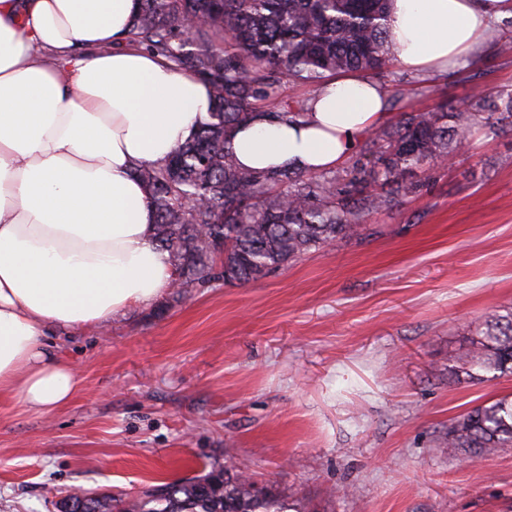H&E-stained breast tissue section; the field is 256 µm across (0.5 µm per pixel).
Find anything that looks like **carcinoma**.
I'll return each mask as SVG.
<instances>
[{"label": "carcinoma", "mask_w": 512, "mask_h": 512, "mask_svg": "<svg viewBox=\"0 0 512 512\" xmlns=\"http://www.w3.org/2000/svg\"><path fill=\"white\" fill-rule=\"evenodd\" d=\"M491 49L512 56V18L500 21ZM137 47L208 86L213 108L163 160L136 167L148 188L155 248L166 254L180 294L222 276L226 284L262 280L336 241L362 238L370 217L420 194L428 178L463 153L476 128L512 126V86L494 92L467 69L470 103L443 100L427 112H402L365 133L343 169L306 172L241 165L233 144L239 125L260 114L283 122L308 115L307 99H284L288 81L314 94L330 76L382 78L393 64L388 0H140L129 33ZM428 90L425 80L390 90L388 106ZM224 240V260L211 251ZM448 375L493 381L512 375V311L479 324L472 349L448 362ZM448 447L475 460L512 447V399L503 397L451 419ZM252 474L214 468L181 482H160L124 499L79 491L80 512H311L275 488L256 493Z\"/></svg>", "instance_id": "obj_1"}]
</instances>
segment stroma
I'll use <instances>...</instances> for the list:
<instances>
[{
    "label": "stroma",
    "instance_id": "35a3bbf8",
    "mask_svg": "<svg viewBox=\"0 0 512 512\" xmlns=\"http://www.w3.org/2000/svg\"><path fill=\"white\" fill-rule=\"evenodd\" d=\"M436 85L389 121L469 94ZM510 307L512 130L479 131L361 240L64 331L75 398L37 415L0 395V512H60L79 488L132 498L215 466L313 512H507L512 448L468 462L445 432L512 396V376H448L483 316ZM333 487L346 497L329 502Z\"/></svg>",
    "mask_w": 512,
    "mask_h": 512
}]
</instances>
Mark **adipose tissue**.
I'll use <instances>...</instances> for the list:
<instances>
[{
	"label": "adipose tissue",
	"mask_w": 512,
	"mask_h": 512,
	"mask_svg": "<svg viewBox=\"0 0 512 512\" xmlns=\"http://www.w3.org/2000/svg\"><path fill=\"white\" fill-rule=\"evenodd\" d=\"M137 0H0V394L28 411L80 385L50 333L155 301L172 268L154 244L138 164L167 157L211 110L208 86L129 44ZM389 53L423 75L476 57L512 0H389ZM385 88L328 80L306 121L234 135L248 168L334 169L384 123Z\"/></svg>",
	"instance_id": "1"
}]
</instances>
